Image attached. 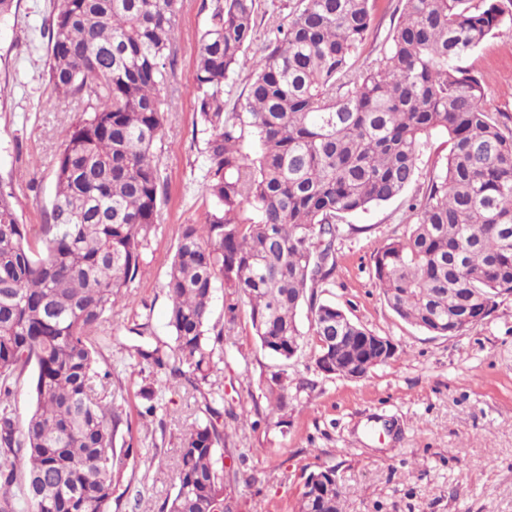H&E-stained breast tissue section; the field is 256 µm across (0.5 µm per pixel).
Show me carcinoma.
Instances as JSON below:
<instances>
[{"label": "carcinoma", "instance_id": "obj_1", "mask_svg": "<svg viewBox=\"0 0 512 512\" xmlns=\"http://www.w3.org/2000/svg\"><path fill=\"white\" fill-rule=\"evenodd\" d=\"M178 0H54L49 82L99 106L71 125L55 165L46 223L22 224L0 187V512H112L130 489L133 442L100 364L106 313L141 273L163 196L160 91L177 37ZM383 55L355 67L372 27L370 0H299L259 49L239 112L224 87L256 41L257 0H208L193 75L208 168L203 224H185L164 288L174 346L136 355L191 386L224 359L210 303L229 290L261 348L283 361L312 345L363 373L377 362L369 331L316 285L336 271L350 214L404 194L423 138L447 133L445 172L408 204V232L377 249L373 277L403 321L437 336L471 328L512 295V129L485 101L465 58L506 21L512 0H400ZM251 138L253 153L242 151ZM310 313L302 330L297 313ZM32 376L35 405L18 425L12 399ZM181 439L174 494L161 512H240L226 490L223 413ZM298 512H342L341 492H301Z\"/></svg>", "mask_w": 512, "mask_h": 512}]
</instances>
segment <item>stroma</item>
Segmentation results:
<instances>
[{
	"label": "stroma",
	"mask_w": 512,
	"mask_h": 512,
	"mask_svg": "<svg viewBox=\"0 0 512 512\" xmlns=\"http://www.w3.org/2000/svg\"><path fill=\"white\" fill-rule=\"evenodd\" d=\"M373 28L356 58L381 57L401 13L399 0H373ZM52 0H19L0 21V185L15 195L22 223L41 224L55 191L54 169L68 127L85 101L57 95L44 76L45 34ZM207 22L202 0H179L170 77L161 93L167 136L158 156L166 183L159 226L143 272L108 315L111 340L100 361L112 372L108 388L122 413L120 437L138 450L129 472L132 493L119 512H158L174 492L173 464L186 429L206 419L205 406L224 399V470L240 512H297L309 473L334 468L343 512H512V295L461 336H435L401 320L373 278V256L407 228L406 199L419 198L440 175L448 138H426L403 197L347 216L336 242V271L315 288L318 301L342 307L369 332L393 340L389 362L359 379L318 370L309 353L283 362L262 350L246 312L228 323L224 289L212 321L224 328V360L209 386L185 380L138 358L148 323L150 342L171 343L164 288L182 225L205 219L208 202L203 136L196 128L192 75ZM481 81L490 108L512 128V24L500 27L465 61ZM282 373L284 409H273L268 384ZM154 393L143 417L142 389Z\"/></svg>",
	"instance_id": "stroma-1"
}]
</instances>
